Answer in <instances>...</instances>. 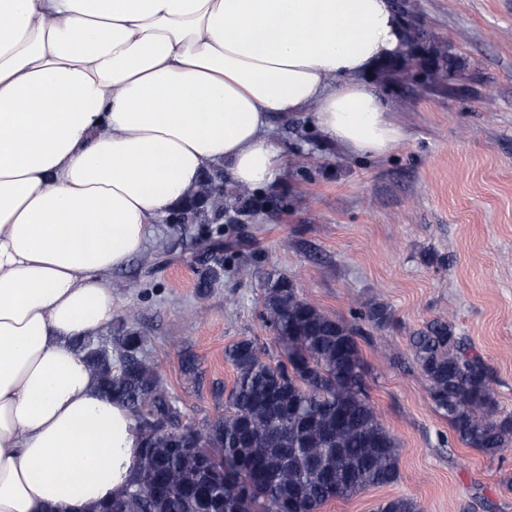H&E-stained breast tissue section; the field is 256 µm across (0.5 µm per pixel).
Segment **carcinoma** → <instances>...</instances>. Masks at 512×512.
<instances>
[{
	"instance_id": "carcinoma-1",
	"label": "carcinoma",
	"mask_w": 512,
	"mask_h": 512,
	"mask_svg": "<svg viewBox=\"0 0 512 512\" xmlns=\"http://www.w3.org/2000/svg\"><path fill=\"white\" fill-rule=\"evenodd\" d=\"M211 172L177 218H216L224 198L213 194L218 167ZM365 317L380 328L390 313L377 305ZM263 318L273 348L243 338L224 349L236 371L224 412L193 438L185 406L163 384L135 327H121L104 347L94 338L75 342L99 389L138 422L140 465L114 499L123 512H319L397 478V444L368 395L361 329L280 276L266 285ZM409 349L434 406L464 445L489 456L512 445V414L500 411L489 367L447 320L414 332ZM377 512L420 509L397 497Z\"/></svg>"
}]
</instances>
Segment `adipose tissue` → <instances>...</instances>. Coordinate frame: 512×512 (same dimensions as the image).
Wrapping results in <instances>:
<instances>
[{
    "label": "adipose tissue",
    "mask_w": 512,
    "mask_h": 512,
    "mask_svg": "<svg viewBox=\"0 0 512 512\" xmlns=\"http://www.w3.org/2000/svg\"><path fill=\"white\" fill-rule=\"evenodd\" d=\"M409 40L390 0H0V512L119 496L136 420L73 347L111 323V272L209 169L280 182L275 120L397 147L363 79Z\"/></svg>",
    "instance_id": "adipose-tissue-1"
}]
</instances>
